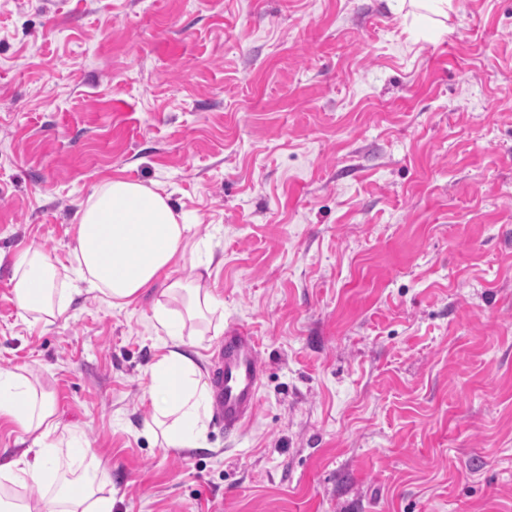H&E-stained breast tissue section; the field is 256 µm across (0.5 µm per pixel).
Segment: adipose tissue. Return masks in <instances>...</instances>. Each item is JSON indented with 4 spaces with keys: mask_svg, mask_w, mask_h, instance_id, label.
<instances>
[{
    "mask_svg": "<svg viewBox=\"0 0 512 512\" xmlns=\"http://www.w3.org/2000/svg\"><path fill=\"white\" fill-rule=\"evenodd\" d=\"M190 232L169 195L114 177L103 180L79 210L74 248V275L110 305H129L164 280L162 298L153 306V326L171 343L150 367L147 393L154 432L175 449L199 447L212 414L211 386L183 346L201 334L195 321L211 323L217 334L224 330V306L209 286V264L195 257ZM56 276L52 259L39 245H29L14 266L18 308L48 324L68 319L70 301L58 292ZM176 297L183 299V310L170 307ZM0 417L11 421L27 444L18 458L0 464V480L17 488L0 494V512H112L110 470L89 444L56 440L55 403L25 371L0 372ZM68 460L77 462V469L66 470ZM30 481L53 486V496L22 495Z\"/></svg>",
    "mask_w": 512,
    "mask_h": 512,
    "instance_id": "ef3b65f1",
    "label": "adipose tissue"
}]
</instances>
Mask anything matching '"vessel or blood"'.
<instances>
[{"instance_id":"obj_1","label":"vessel or blood","mask_w":512,"mask_h":512,"mask_svg":"<svg viewBox=\"0 0 512 512\" xmlns=\"http://www.w3.org/2000/svg\"><path fill=\"white\" fill-rule=\"evenodd\" d=\"M262 377L254 336L243 328H231L212 357L214 409L225 432L239 431L252 418Z\"/></svg>"}]
</instances>
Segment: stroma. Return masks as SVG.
Wrapping results in <instances>:
<instances>
[{"mask_svg": "<svg viewBox=\"0 0 512 512\" xmlns=\"http://www.w3.org/2000/svg\"><path fill=\"white\" fill-rule=\"evenodd\" d=\"M159 185L264 366L240 432H147L161 284L34 322L76 213ZM112 470L113 512H512V0H0V370ZM57 268L52 259L33 243L16 259L13 275L15 303L36 321L52 324L69 319L70 299L55 288Z\"/></svg>", "mask_w": 512, "mask_h": 512, "instance_id": "35a3bbf8", "label": "stroma"}]
</instances>
